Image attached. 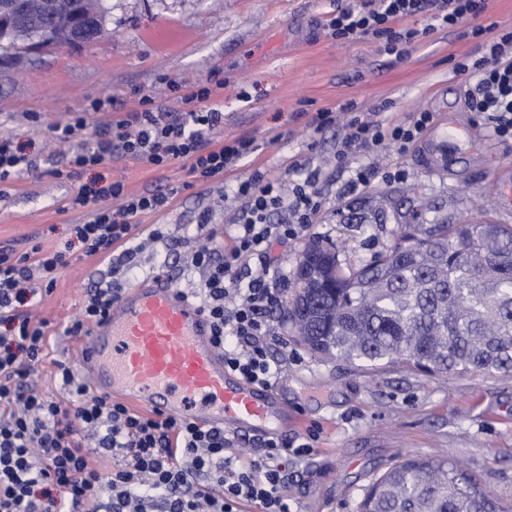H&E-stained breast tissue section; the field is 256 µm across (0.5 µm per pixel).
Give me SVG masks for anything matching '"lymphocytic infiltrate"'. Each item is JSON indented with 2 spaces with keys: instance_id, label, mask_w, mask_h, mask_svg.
Returning <instances> with one entry per match:
<instances>
[{
  "instance_id": "obj_1",
  "label": "lymphocytic infiltrate",
  "mask_w": 512,
  "mask_h": 512,
  "mask_svg": "<svg viewBox=\"0 0 512 512\" xmlns=\"http://www.w3.org/2000/svg\"><path fill=\"white\" fill-rule=\"evenodd\" d=\"M489 0H353L337 9L325 26L337 39L367 40L379 53L402 59L425 33L461 31L481 42L480 54H465L454 71L470 80L466 101L499 142H512V28L480 24ZM428 14L425 30L406 26V18ZM223 82L202 85L184 96L185 111L172 114L150 97L125 116L99 125L86 139L88 119L77 112L54 125L57 139L73 143L65 169H83L128 157L156 169L175 163L211 181L236 173L256 153L255 138L238 137L214 145L224 128L220 102ZM349 117L336 145V160L349 172L350 191L404 177L402 167L370 163L377 148L407 156L433 122L428 111L374 119L345 105ZM35 158L12 135H0V186L37 172ZM304 176L274 177L262 169L232 191L236 212L216 230L212 209L198 216L186 238L185 269L199 275L192 298L209 318L225 365L244 379L276 383L287 359L271 349L279 338L272 320L288 299L280 261L289 245L304 236L326 209L321 166L305 163ZM173 192H128L123 181L100 177L76 186L71 207L86 209L87 221L71 232L85 258L108 260V287L88 289L80 314L65 332L80 336L100 324L119 294L118 281L135 255L128 246L142 215L169 209ZM223 247H216V238ZM71 251H46L33 244L24 251L0 248V512H291L288 463L312 453L310 442L263 440L262 451L243 447L223 427L137 412L126 404L89 393L64 362H57L61 401L33 388L29 379L47 356L50 323L33 320L36 295L51 294L55 273L67 266ZM94 437L83 448L80 433ZM111 458L112 471L90 466L89 453Z\"/></svg>"
}]
</instances>
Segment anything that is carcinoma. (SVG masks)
I'll list each match as a JSON object with an SVG mask.
<instances>
[{
  "instance_id": "cac0c4a2",
  "label": "carcinoma",
  "mask_w": 512,
  "mask_h": 512,
  "mask_svg": "<svg viewBox=\"0 0 512 512\" xmlns=\"http://www.w3.org/2000/svg\"><path fill=\"white\" fill-rule=\"evenodd\" d=\"M23 23L0 35L17 52L51 32L72 44L80 15L105 26L102 0H21ZM334 246H310L286 305L299 342L325 360L427 374L512 375V225L402 224L387 251L346 267ZM360 512H512L446 457L409 458L369 486Z\"/></svg>"
}]
</instances>
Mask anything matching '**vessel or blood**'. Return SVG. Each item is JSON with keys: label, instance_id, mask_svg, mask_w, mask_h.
Here are the masks:
<instances>
[{"label": "vessel or blood", "instance_id": "b4317fda", "mask_svg": "<svg viewBox=\"0 0 512 512\" xmlns=\"http://www.w3.org/2000/svg\"><path fill=\"white\" fill-rule=\"evenodd\" d=\"M428 168H448V142L434 136ZM98 393L128 398L163 415L204 419L225 430L279 436L297 419L274 388L225 367L200 306L163 277L123 290L83 355Z\"/></svg>", "mask_w": 512, "mask_h": 512}]
</instances>
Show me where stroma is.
I'll list each match as a JSON object with an SVG mask.
<instances>
[{
	"mask_svg": "<svg viewBox=\"0 0 512 512\" xmlns=\"http://www.w3.org/2000/svg\"><path fill=\"white\" fill-rule=\"evenodd\" d=\"M348 0H105V31L82 47L51 46L17 57L0 56V130L16 133L37 157L38 172L22 176L0 197V246L62 248L85 212L68 200L91 172L57 178L51 128L72 112L112 99L131 110L141 97L168 112L184 111V94L202 84L224 83V139L254 137L259 149L227 181L193 183L187 166L157 170L117 157L100 174L123 180L129 192L175 190L170 210L143 216L147 235L157 224L182 237L198 213L224 194L227 184L256 168L284 176L294 161L332 158L340 127L314 131L319 109L354 103L371 112L382 102L392 111L427 110L457 147L452 171L429 172L424 144L403 158L406 180L346 189L347 174L325 171L329 204L284 259L294 274L310 243L335 245L355 264L371 261L393 243L398 224H432L466 217L512 225V203L498 202L495 172L512 168V144L495 140L482 116L468 111L466 77L453 73L461 56L476 51L471 39L437 31L397 61L368 41H339L324 27L329 12ZM366 224L344 223L358 207ZM101 259L60 268L53 293L34 312L53 334L48 357L34 376L52 395L60 385L55 361H66L87 381L82 352L87 336H68L88 288L98 281ZM276 388L298 418L287 439L317 430L310 455L293 459L288 498L293 512H359L375 477L411 457L448 456L465 462L504 504L512 503V375H428L417 370L363 369L311 354L288 339V366Z\"/></svg>",
	"mask_w": 512,
	"mask_h": 512,
	"instance_id": "stroma-1",
	"label": "stroma"
}]
</instances>
